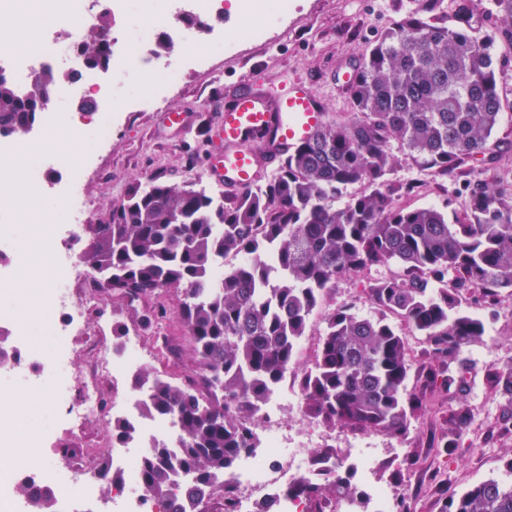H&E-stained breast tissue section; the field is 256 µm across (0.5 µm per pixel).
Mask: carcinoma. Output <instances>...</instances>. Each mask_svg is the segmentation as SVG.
I'll return each instance as SVG.
<instances>
[{
  "label": "carcinoma",
  "instance_id": "carcinoma-1",
  "mask_svg": "<svg viewBox=\"0 0 512 512\" xmlns=\"http://www.w3.org/2000/svg\"><path fill=\"white\" fill-rule=\"evenodd\" d=\"M506 23L495 35L410 15L390 28L354 66L351 118L324 124L289 155L263 185L220 202L204 189L153 180L136 187L112 210V223L95 225L81 255L97 285L129 296L180 288L177 317L193 347L196 384L177 385L139 374L148 386L143 411L171 416L181 449L173 459L156 450L143 458L139 488L160 512H185L212 480L230 471L251 448L249 422L284 379L308 321L336 279L368 267L396 265L401 276L376 279L369 299L377 310L362 318L342 306L325 312V328L312 367L300 382L308 414L332 427L380 431L404 439L423 401L406 398L408 350L391 315L425 337L438 365L429 408L465 391L471 367L465 349L486 335L480 317L459 309L458 287L485 300L512 292V182L470 181L460 219L434 207L400 206L421 188L390 187L395 141L422 170L451 177L477 161L494 167L490 143L503 102L494 50L512 49V0H493ZM108 14L78 45L92 68L110 65ZM52 69L33 87L54 90L63 80ZM36 101L0 76V136L23 137L41 118ZM363 191L336 208V193ZM249 259L217 283L214 264L232 255ZM454 284L448 285V273ZM512 402V365L493 376ZM456 442L469 426L468 410L452 413ZM191 479L187 498L172 497L171 473ZM29 512H54L49 485H23ZM290 497L323 495L356 504L349 478L320 486L307 477L288 484ZM443 512H512V483L484 480L449 499Z\"/></svg>",
  "mask_w": 512,
  "mask_h": 512
}]
</instances>
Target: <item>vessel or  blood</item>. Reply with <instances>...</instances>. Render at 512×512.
<instances>
[{"label":"vessel or blood","mask_w":512,"mask_h":512,"mask_svg":"<svg viewBox=\"0 0 512 512\" xmlns=\"http://www.w3.org/2000/svg\"><path fill=\"white\" fill-rule=\"evenodd\" d=\"M323 121V104L306 81L283 75L271 92L243 81L224 109L220 151L210 175L226 192L244 191L262 172L281 167Z\"/></svg>","instance_id":"obj_1"}]
</instances>
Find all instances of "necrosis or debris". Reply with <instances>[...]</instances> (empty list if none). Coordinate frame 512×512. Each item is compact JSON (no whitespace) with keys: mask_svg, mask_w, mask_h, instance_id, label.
Returning <instances> with one entry per match:
<instances>
[{"mask_svg":"<svg viewBox=\"0 0 512 512\" xmlns=\"http://www.w3.org/2000/svg\"><path fill=\"white\" fill-rule=\"evenodd\" d=\"M157 0H137L142 22L138 37L128 38L123 32L111 36L112 75L121 77L141 67L157 73L158 80L144 107L164 103L167 92L179 81L183 67L206 68L215 58L237 44H265L267 33L261 29L237 30L211 26L203 48H196L193 29L184 25L187 17H219L224 0H167L168 9L161 24H153ZM44 23L35 36L0 30V72L21 89H28L39 72L52 67L69 71L81 68L74 43L85 25L96 16L100 0H40ZM165 39L181 47L179 55H159L154 51L158 40ZM60 173L55 183L61 208L51 222L41 225L37 246L45 266L55 275L53 288L37 297L44 310L41 333L45 347L34 346L26 327L14 324L9 311L0 310V329L10 334L8 344H0V378L22 380L28 388H40L44 378L54 382L51 409L63 416L74 428L101 417L105 411L119 414L135 432L132 443L118 445L112 457L126 474L124 485L107 501V512H150V506L134 487L137 483L139 459L147 448L164 446L177 449L180 438L172 418L143 413L132 404L123 388L125 372L138 365L141 349L138 341H130L124 358H110L102 342L87 345L82 371L71 369L73 338L81 330L84 312L97 305L96 284L91 272L85 271L80 259L79 231L89 212L86 192L88 165L71 164L66 154L38 155L27 165L32 185L44 187V174ZM32 223L22 195L8 179L0 177V241L8 242L15 222ZM112 383V402L104 404L100 389L104 381ZM283 404L280 392H272L261 408L263 425L254 433L255 446L241 455L236 469L216 476L215 495L205 498L195 512H211L223 506L219 490L232 485L234 512H252L253 498L274 502L276 512H310L305 501L288 497L284 489L289 481L303 474V465L313 440L312 434L289 431L280 417ZM11 439L18 452L9 464H0V512H25V502L16 489L24 483H50L57 499L76 502L98 500L99 470L87 466L67 480H50L41 450L50 437L49 430L30 427L23 413L0 416V438Z\"/></svg>","mask_w":512,"mask_h":512,"instance_id":"4bbe7bcc","label":"necrosis or debris"}]
</instances>
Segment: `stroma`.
Wrapping results in <instances>:
<instances>
[{
    "instance_id": "obj_1",
    "label": "stroma",
    "mask_w": 512,
    "mask_h": 512,
    "mask_svg": "<svg viewBox=\"0 0 512 512\" xmlns=\"http://www.w3.org/2000/svg\"><path fill=\"white\" fill-rule=\"evenodd\" d=\"M463 0H294L287 20L268 25V46L243 44L212 67L186 71L162 108L136 109V100L145 96L154 74L142 70L139 77L118 78L120 97L114 107L112 144L99 152L89 173L88 195L94 209L93 223L108 221L113 207L120 205L129 191L160 179L177 187L206 188L223 194L206 173V159L217 148L216 132L222 121L224 104L230 100L242 79L263 85L286 74L309 81L326 105L327 121L350 115L348 94L337 80L338 73L362 58L383 31L415 13L429 16L449 26H459ZM501 96L505 103L495 134L505 154L502 169L512 168V52H498ZM178 112L181 124L169 125L167 113ZM391 153L398 162L388 180L393 184L427 180L420 192L405 197V204L437 207L455 216L462 214L468 198L466 181L488 180V169L473 163L466 176L440 180L426 178L424 171L404 157L398 143H391ZM378 267L347 275L337 280L327 294L328 307L351 306L357 314L375 313L366 289L370 282L383 277ZM183 299L180 289L169 288L147 296L128 308L104 294L100 308L86 322L85 333L103 337L106 347L122 350L125 335L135 332L142 338L143 370L167 376L166 362L155 359L154 347L172 345L175 361L187 375H194L193 349L184 338L176 316ZM464 309L481 317L487 327L483 340L468 347L465 358L475 370L469 378L465 403L471 423L455 447L438 452L437 441L448 433L452 405L442 412L420 416L406 440L395 439L378 431L358 432L339 427H324L318 449L334 451L356 445L371 447L377 454L372 460L369 478L353 474L351 481L358 492H367L375 484L394 489L406 497L408 512H442L450 496L487 480L512 482V405L500 397L492 380L494 372L512 365V295L502 294L495 306H485L478 290L464 289L460 298ZM169 315L155 319L157 306ZM152 316L151 329H144L143 316ZM399 331L408 348L411 375L407 394L422 397L428 391L427 374L434 360L421 336L408 324ZM51 399L44 390L33 391L19 385L0 382V411L24 413L31 426L51 427ZM114 417L101 418L85 427L74 440L55 435L43 454L48 464L57 465L60 475L82 468L86 460L100 462L112 445Z\"/></svg>"
}]
</instances>
